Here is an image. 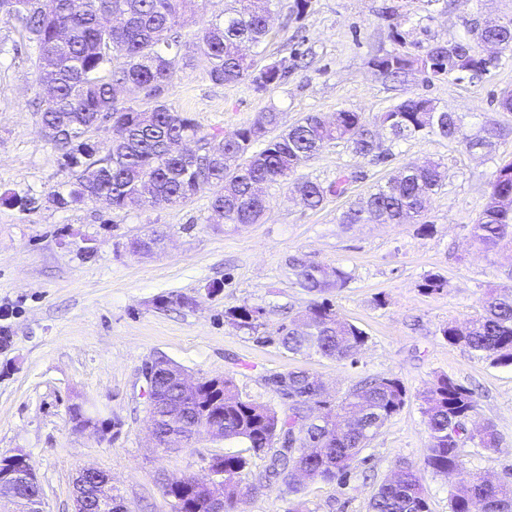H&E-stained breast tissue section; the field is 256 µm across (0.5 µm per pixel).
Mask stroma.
<instances>
[{"mask_svg": "<svg viewBox=\"0 0 512 512\" xmlns=\"http://www.w3.org/2000/svg\"><path fill=\"white\" fill-rule=\"evenodd\" d=\"M293 0H275L274 35L256 61L266 64L306 51L305 63L287 83L266 92L249 82L213 83L205 73L197 36L203 21L234 7V0H204L198 17L181 30L180 64L166 98L196 120L202 132L229 131L273 107L291 125L310 112L332 117L341 110L365 117L404 98L423 94L468 122L512 127V112L497 100L512 89V52L489 73L399 88L385 84L369 65L393 50L396 9L409 39L420 47L468 40L488 18H512V0H311L301 19ZM22 36L0 21V194L37 198L22 212L0 205V458L27 454L46 495L47 512H72L73 480L92 465L112 477L131 512H173L161 479H205L216 454L247 458L252 472L264 465L241 441L207 436L164 452L151 439L142 369L166 356L193 380L229 378L246 400L284 413L268 380L305 368L336 401L357 383L378 376L400 380L403 408L381 428L353 463L346 480H305L298 494L282 483L259 486L244 512H369L379 484L403 464L419 469L430 512H448L451 489L473 476L512 481V366H497L467 348L448 345L441 330L481 310L488 286L512 283V246L478 249L472 226L484 209L490 183L512 139L471 153L440 136L384 140L381 157L355 154L334 143L294 173L295 179L328 182L338 171L355 173L348 192L306 207L290 185H271L262 220L235 228L209 208L207 193L182 206L118 210L102 200L60 209L47 200L65 181L58 152L40 129L35 107L43 91L29 51H15ZM442 162L448 177L427 213L430 232L415 224H341L343 211L404 167ZM163 234L161 250L136 253L131 244L149 232ZM299 255L344 269V288L325 296L340 319L362 328L368 340L355 362L293 355L278 330L317 294L301 288L288 267ZM440 274L442 291L425 294L423 277ZM186 298L183 306H158L160 296ZM258 306V331L238 328L229 308ZM445 374L473 390L472 428L492 425L501 445L490 452L465 445L460 472L437 475L425 468L428 435L418 395ZM94 406L112 424L99 435L76 431L68 408Z\"/></svg>", "mask_w": 512, "mask_h": 512, "instance_id": "1", "label": "stroma"}]
</instances>
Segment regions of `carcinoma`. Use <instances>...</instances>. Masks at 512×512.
<instances>
[{
	"label": "carcinoma",
	"instance_id": "1",
	"mask_svg": "<svg viewBox=\"0 0 512 512\" xmlns=\"http://www.w3.org/2000/svg\"><path fill=\"white\" fill-rule=\"evenodd\" d=\"M273 0H238V7L208 21L198 41L209 79L217 84L247 80L257 91L286 82L296 67V53L257 66L245 47H257L271 37L268 25ZM195 0H0V21L22 34L20 47L31 48L40 84L46 93L38 112L41 126L53 130L48 143L61 157L68 180L48 194L59 208L104 198L115 209L176 206L208 191L210 207L226 224H256L267 208L261 186L286 182L293 172L328 145L343 142L353 152L381 156L380 132L407 139L440 135L466 149L512 136V128L468 126L465 117L427 96H411L386 112L366 119L362 113L340 110L330 120L309 113L283 131L280 113L270 108L256 119L230 131L204 133L195 120L173 108L164 94L178 65V47L185 15ZM478 40L512 51V24L484 22ZM397 47L371 59L375 74L393 85L409 78L428 83L441 78L477 76L499 65L500 57L485 59L467 41L437 43L423 52L406 47V32L395 30ZM126 87L136 98L120 103L116 88ZM122 132L119 143L101 147L89 133L106 124ZM190 142L196 151H174L172 144ZM259 149H254L255 145ZM354 176L345 171L327 184L313 180L294 183L303 203L317 209L330 196L348 191ZM445 171L426 161L374 188L340 217L343 224L421 225L432 196L441 188ZM0 203L29 211L37 199L27 194L0 196ZM473 238L486 251L504 240L512 242V158L503 161L490 183L487 205L473 225ZM299 285L325 293L344 287L349 279L341 268L332 270L300 256L288 259ZM239 328L254 330L260 308L228 309ZM451 346H463L512 366V286L488 289L482 313L441 330ZM367 334L337 317L329 301L309 305L289 325L279 329L282 347L292 354L314 352L338 361H355ZM162 386L148 393L158 445L175 439L190 443L217 432L239 440L265 465L256 482L248 480V462L237 455L217 460L212 486L195 488L189 477L168 476L165 494L183 500L184 512H242L256 485L282 482L292 492L300 479L343 480L358 454L404 405L407 392L400 381L380 376L349 389L335 405L324 397L319 379L296 368L270 378L287 405L280 416L269 407L244 400L231 380L212 378L183 384L164 370ZM428 448L425 465L449 475L463 466L462 447L468 442L492 451L500 446L490 426L477 433L467 423L476 411L473 392L442 375L419 395ZM512 512V482L493 483L474 477L449 494V512ZM371 512H429L419 477L409 466L383 482L371 502Z\"/></svg>",
	"mask_w": 512,
	"mask_h": 512
}]
</instances>
